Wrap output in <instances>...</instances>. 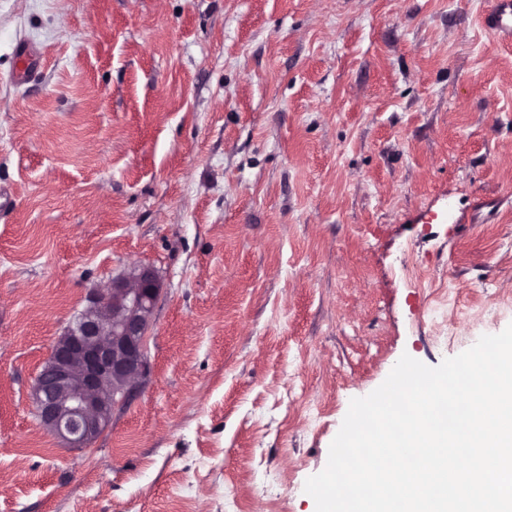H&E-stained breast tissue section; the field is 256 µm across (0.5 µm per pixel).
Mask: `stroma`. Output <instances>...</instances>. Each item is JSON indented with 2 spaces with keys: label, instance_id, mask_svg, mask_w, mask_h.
Returning <instances> with one entry per match:
<instances>
[{
  "label": "stroma",
  "instance_id": "1",
  "mask_svg": "<svg viewBox=\"0 0 512 512\" xmlns=\"http://www.w3.org/2000/svg\"><path fill=\"white\" fill-rule=\"evenodd\" d=\"M489 2L0 0V512H313L352 399L512 324ZM135 263L150 380L66 447L35 378Z\"/></svg>",
  "mask_w": 512,
  "mask_h": 512
}]
</instances>
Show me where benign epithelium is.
<instances>
[{
  "mask_svg": "<svg viewBox=\"0 0 512 512\" xmlns=\"http://www.w3.org/2000/svg\"><path fill=\"white\" fill-rule=\"evenodd\" d=\"M162 293L158 271L133 264L85 305L52 344L32 396L40 424L69 448L87 449L116 406L148 381L147 335Z\"/></svg>",
  "mask_w": 512,
  "mask_h": 512,
  "instance_id": "7a95c632",
  "label": "benign epithelium"
}]
</instances>
